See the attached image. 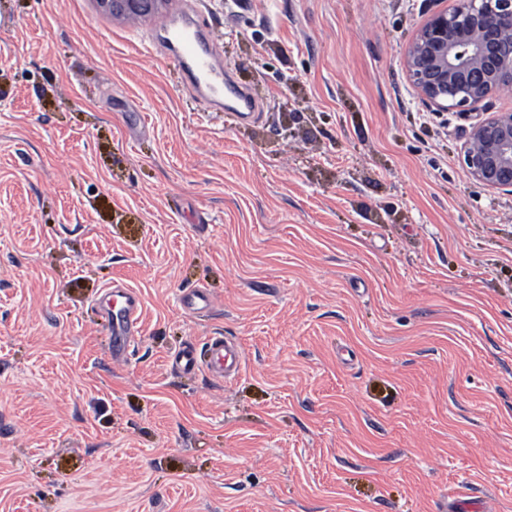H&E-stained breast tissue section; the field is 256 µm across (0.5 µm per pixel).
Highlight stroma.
Listing matches in <instances>:
<instances>
[{
  "mask_svg": "<svg viewBox=\"0 0 512 512\" xmlns=\"http://www.w3.org/2000/svg\"><path fill=\"white\" fill-rule=\"evenodd\" d=\"M184 2L257 121L164 15L0 0V512H512V193L404 66L452 0ZM170 59L184 71L190 90L211 101L216 112H229L236 120L250 121L258 114L250 94L224 78V69L207 49L209 34L190 26L173 33ZM108 293H112V297L123 299L119 308L107 311L112 326V348L117 355L125 350L135 332L142 309V301L136 292L125 287H113L112 291ZM207 351L208 359L201 361L194 347L182 348L174 359L176 368L185 374L206 371L212 378L221 381L232 378L240 372L243 357L238 345L232 339L214 336L208 342Z\"/></svg>",
  "mask_w": 512,
  "mask_h": 512,
  "instance_id": "35a3bbf8",
  "label": "stroma"
}]
</instances>
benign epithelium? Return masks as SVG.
<instances>
[{
  "instance_id": "1",
  "label": "benign epithelium",
  "mask_w": 512,
  "mask_h": 512,
  "mask_svg": "<svg viewBox=\"0 0 512 512\" xmlns=\"http://www.w3.org/2000/svg\"><path fill=\"white\" fill-rule=\"evenodd\" d=\"M118 20L162 13L169 0H94ZM413 88L438 112L485 109L512 74V0H454L433 13L405 51ZM463 166L477 183L512 190V113L495 112L465 129Z\"/></svg>"
}]
</instances>
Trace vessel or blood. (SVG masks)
<instances>
[{"instance_id": "obj_1", "label": "vessel or blood", "mask_w": 512, "mask_h": 512, "mask_svg": "<svg viewBox=\"0 0 512 512\" xmlns=\"http://www.w3.org/2000/svg\"><path fill=\"white\" fill-rule=\"evenodd\" d=\"M173 38L171 58L184 71L190 90L211 101L216 111L230 113L240 121L255 118L256 101L247 91L225 78L223 67L213 60L207 49L210 41L207 32L185 26L176 29ZM112 294L123 300L119 308L108 312L112 326V347L119 353L124 351L135 332L142 301L136 292L125 287H113ZM207 351L208 358L202 361L198 359L194 347L182 348L174 359L176 368L185 374L204 371L217 380L232 378L240 372L243 357L232 339L212 337Z\"/></svg>"}]
</instances>
